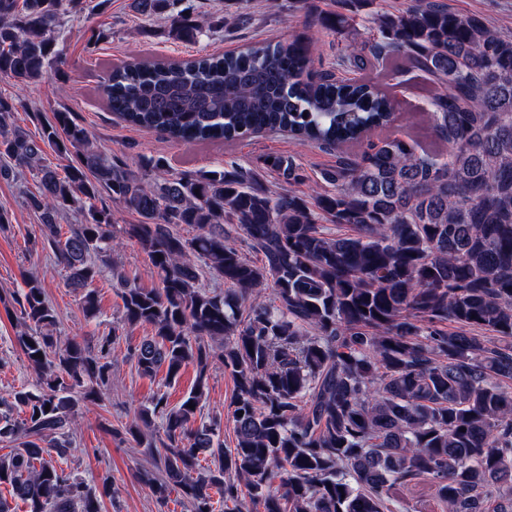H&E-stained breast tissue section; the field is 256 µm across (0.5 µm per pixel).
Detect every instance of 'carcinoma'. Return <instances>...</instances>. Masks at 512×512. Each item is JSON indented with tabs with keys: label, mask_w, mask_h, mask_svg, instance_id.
Here are the masks:
<instances>
[{
	"label": "carcinoma",
	"mask_w": 512,
	"mask_h": 512,
	"mask_svg": "<svg viewBox=\"0 0 512 512\" xmlns=\"http://www.w3.org/2000/svg\"><path fill=\"white\" fill-rule=\"evenodd\" d=\"M79 3L0 0V73L46 77L63 6ZM173 4L131 7L150 18ZM201 31L188 11L174 19L179 40ZM311 42L298 35L181 62L116 64L99 89L124 122L177 142L286 131L338 150L391 124L392 93L370 73L403 67L446 88L431 106L448 150H420L402 134L370 141L338 155L322 174L331 189L307 197L292 189L304 174L291 156L260 159L290 186L279 191L235 161L174 175L148 158L133 171L69 112H55L36 141L10 123L13 103L0 98V177L18 166L39 178L28 205L87 317L100 314L93 285L108 272L123 325L151 327L131 349L142 376L163 367L174 382L196 369L180 404L156 393L125 426L154 460L156 471L140 478L159 499L177 488L190 512H215L213 491L224 512H400L392 486L426 480L441 512H512V392L499 384L512 379V38L441 0H403L377 30L339 48L334 67H311ZM337 66L356 76L336 75ZM46 142L74 158L64 174ZM104 192L140 217L122 232L156 286L119 270L112 212L97 205ZM62 211L81 221L66 237ZM176 224L195 235L175 233ZM205 272L226 288L204 284ZM15 300V340L37 381L0 400V442L15 444L0 458L9 492L0 512H14L12 499L26 512H101L112 484L95 491L63 464L79 399L101 400L110 381L113 335L95 349L58 342L35 277ZM216 359L234 384L232 448L222 418L201 413Z\"/></svg>",
	"instance_id": "carcinoma-1"
}]
</instances>
